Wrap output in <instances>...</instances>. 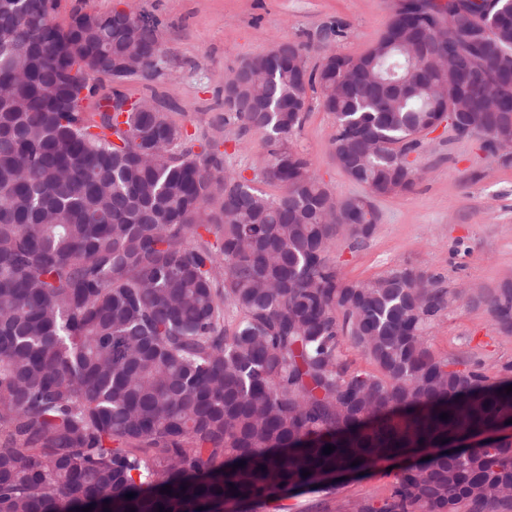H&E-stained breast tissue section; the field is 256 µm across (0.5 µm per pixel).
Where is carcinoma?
Segmentation results:
<instances>
[{"label":"carcinoma","instance_id":"carcinoma-1","mask_svg":"<svg viewBox=\"0 0 512 512\" xmlns=\"http://www.w3.org/2000/svg\"><path fill=\"white\" fill-rule=\"evenodd\" d=\"M15 2L0 16V512H224L512 419V377L431 351L439 277L352 282L330 259L339 231L353 248L373 234L372 199L412 190L410 155L458 93L456 136L512 146V0H421L383 54L333 51L303 78L293 42L244 62L224 124L264 136L251 179L148 100L97 97L117 61L158 73L156 23L83 13L95 23L72 29L58 0ZM311 93L365 194L334 196L288 145ZM478 303L512 328V280ZM346 341L373 369L342 361ZM349 509L512 512V441L397 469L380 507Z\"/></svg>","mask_w":512,"mask_h":512}]
</instances>
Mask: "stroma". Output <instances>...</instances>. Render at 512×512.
<instances>
[{
  "label": "stroma",
  "mask_w": 512,
  "mask_h": 512,
  "mask_svg": "<svg viewBox=\"0 0 512 512\" xmlns=\"http://www.w3.org/2000/svg\"><path fill=\"white\" fill-rule=\"evenodd\" d=\"M392 6L393 0H61L58 18L68 19L75 9L96 14L131 9L157 21L164 48L159 75L108 82L104 93L154 98L188 134L224 152L226 168L250 177L262 166L266 147L260 134L241 135L225 126V77L280 39L302 45L311 67L334 50L360 55L385 30ZM335 130L333 114L314 101L290 143L307 154L315 176L335 196L363 194L333 159ZM423 142L417 157L423 176L414 188L375 199L373 235L356 249L337 236L330 256L350 281L412 268L441 276L450 290L474 282L494 291L512 277V166L499 164L477 138L456 137L444 124ZM427 340L435 355L481 364L491 376L512 365V332L482 305L454 302ZM392 481L391 465L382 464L336 485L333 494L302 492L247 504L241 512H336L338 505L358 499L378 506Z\"/></svg>",
  "instance_id": "1"
}]
</instances>
